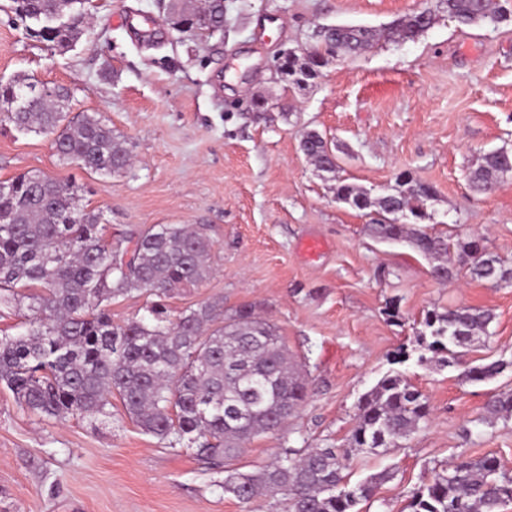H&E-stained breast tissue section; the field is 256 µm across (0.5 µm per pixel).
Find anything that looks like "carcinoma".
Listing matches in <instances>:
<instances>
[{
  "instance_id": "1",
  "label": "carcinoma",
  "mask_w": 512,
  "mask_h": 512,
  "mask_svg": "<svg viewBox=\"0 0 512 512\" xmlns=\"http://www.w3.org/2000/svg\"><path fill=\"white\" fill-rule=\"evenodd\" d=\"M81 0H13L15 20L28 34L58 49L82 36L81 27L54 21ZM448 16L460 26L495 24L504 16L494 0H443ZM202 12L211 25H224V0H205ZM432 16L415 12L381 32L338 25L323 35L294 67L314 65L321 52L352 54L366 50L377 35L410 41L428 29ZM26 79L0 82V100L11 111L0 114L21 132L52 136L62 161L76 162L91 173H121L131 153L94 115L67 118L68 92L29 107L16 99ZM303 154L319 172L336 174L338 164L327 139L315 130L301 139ZM512 173V155L491 151L469 172L470 183L494 189ZM0 192V304L23 318V332L0 336V383L27 412L47 417H107L112 396L122 400L130 418L146 433L169 443L186 440L197 455L215 465L235 457L251 437L281 429L306 399V386L288 357L276 325L243 307L224 315V301L189 306L172 318L161 300L179 288L195 287L211 274L213 242L201 226L154 224L133 237L109 245L99 214L79 207L69 182L41 174H21ZM336 200L380 215L368 225L386 242H409L432 259L431 275L445 281L448 256L467 267L471 278L494 287L512 284V264L459 240L450 247L442 234L420 222L433 219L428 202L434 188L403 171L393 191L378 196L339 180ZM154 296L149 316L123 326L112 323L118 297ZM493 319L488 310L468 306L426 312L417 336L418 361L425 352L446 353L444 366H460L461 350ZM464 366V365H462ZM508 363L494 360L464 366L472 382L490 381ZM429 405L400 372L383 376L358 406L350 448L290 449L271 466L250 473L231 471L224 493L248 503L263 493L287 495L289 512H360L380 482L369 477L348 486L344 470L350 453H374L397 447L426 422ZM512 416V392L493 394L484 421ZM512 501V478L493 456L464 460L434 472L412 496L410 512H500Z\"/></svg>"
}]
</instances>
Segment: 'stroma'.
<instances>
[{
  "label": "stroma",
  "mask_w": 512,
  "mask_h": 512,
  "mask_svg": "<svg viewBox=\"0 0 512 512\" xmlns=\"http://www.w3.org/2000/svg\"><path fill=\"white\" fill-rule=\"evenodd\" d=\"M499 3L500 23L461 27L439 0H224L223 33L200 40L172 28L169 0H87L90 24L59 50L13 24L12 0H0V80L67 89L71 114H97L133 155L129 169L104 177L62 163L50 136L0 122V181L70 180L112 232L203 226L213 271L167 299L170 313L214 298L228 314L252 308L278 327L307 383L286 428L222 466L142 432L120 399L101 421L38 417L0 385V512H284L280 493L248 503L225 495L226 471L263 469L287 448L347 449L360 397L393 371L424 394L429 416L400 447L351 455L349 484L383 477L363 512H404L451 462L493 456L512 476V418L481 420L491 393L512 390V285L459 267L435 280L429 259L374 239L377 213L336 201L300 149L304 131L321 132L338 177L374 195L410 171L436 192L427 231L482 237L512 262V176L490 193L467 178L484 153L512 152V0ZM424 9L436 20L415 40H376L330 61L307 89L275 70L282 51L318 45L320 27L380 29ZM152 27L156 37H143ZM258 96L267 111H255ZM311 238L322 244L314 253L304 247ZM459 306L494 315L466 361L509 368L472 383L435 358L398 362L416 348L427 311Z\"/></svg>",
  "instance_id": "stroma-1"
}]
</instances>
